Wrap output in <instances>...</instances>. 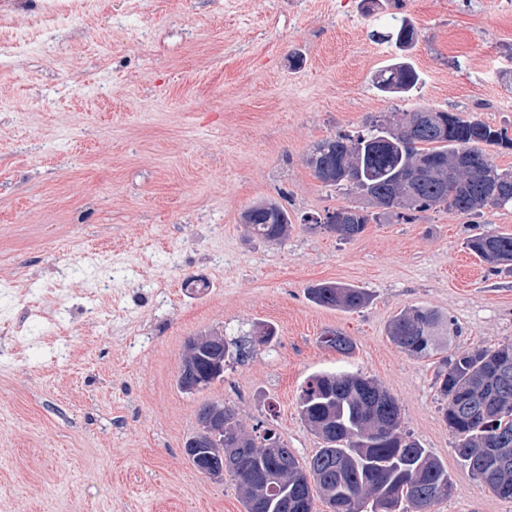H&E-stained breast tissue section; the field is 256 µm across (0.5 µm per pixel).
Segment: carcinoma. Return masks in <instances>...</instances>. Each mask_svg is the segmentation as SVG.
Instances as JSON below:
<instances>
[{
	"label": "carcinoma",
	"instance_id": "carcinoma-1",
	"mask_svg": "<svg viewBox=\"0 0 512 512\" xmlns=\"http://www.w3.org/2000/svg\"><path fill=\"white\" fill-rule=\"evenodd\" d=\"M414 24L403 17L390 35L402 49L417 40ZM419 81L408 63L396 61L378 71L375 87L403 94ZM446 131L427 130L412 137L407 124L384 116L367 131L339 134L317 144L308 162L323 184L347 194H359L368 204L383 198L413 196L385 214L356 206L350 224L336 225V235L352 240L370 221L388 215L411 220L431 208L479 216L488 207H512V170H499L486 148H512L508 129H495L478 119L447 113ZM501 179V197L482 206L488 195L486 169ZM248 235L279 243L288 237L292 220L274 200L250 206L242 216ZM469 249L493 272L512 273V234L482 233L468 241ZM316 305L346 312L370 300L362 288L321 282L307 289ZM447 321L435 310L413 307L395 315L388 337L413 357L439 349ZM324 343L343 355L353 352L349 337L334 333ZM245 348L224 340V366L238 361ZM211 354L198 352L201 389L224 379L210 371ZM441 416L456 438L455 453L495 496L512 500V342L475 346L457 353L439 377ZM301 419L322 440V447L299 460L288 445L262 425L244 431L235 409L224 413V447H238L239 463L229 475L239 484L245 512H317L321 500L329 512H430L455 487L448 469L419 441L401 428L398 401L376 380L349 372H321L308 378L298 399ZM214 445L201 443L184 452L201 469Z\"/></svg>",
	"mask_w": 512,
	"mask_h": 512
}]
</instances>
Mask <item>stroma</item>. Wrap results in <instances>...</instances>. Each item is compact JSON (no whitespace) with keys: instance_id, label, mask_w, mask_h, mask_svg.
I'll list each match as a JSON object with an SVG mask.
<instances>
[{"instance_id":"35a3bbf8","label":"stroma","mask_w":512,"mask_h":512,"mask_svg":"<svg viewBox=\"0 0 512 512\" xmlns=\"http://www.w3.org/2000/svg\"><path fill=\"white\" fill-rule=\"evenodd\" d=\"M31 0L0 21L23 53L0 71V512H243L232 477L212 481L184 453L207 402L245 430L269 421L298 458L321 441L301 420L308 376L348 370L399 402L402 426L456 491L433 512H512L455 453L436 380L462 350L512 342V274L467 247L512 234V207L473 217L432 209L384 218L353 240L314 217L357 205L307 158L337 133L419 108L512 132V7L506 0H67L66 32ZM397 16L418 31L420 75L401 97L375 73L398 57ZM273 199L286 240L248 238L243 212ZM104 250L112 294L86 311L97 278L64 242ZM64 279L65 294L54 291ZM366 289L346 312L309 285ZM448 320L444 349L408 355L387 336L404 309ZM68 321L67 340L36 310ZM258 346L196 394L176 384L185 342L220 334ZM349 336L352 355L323 344Z\"/></svg>"}]
</instances>
